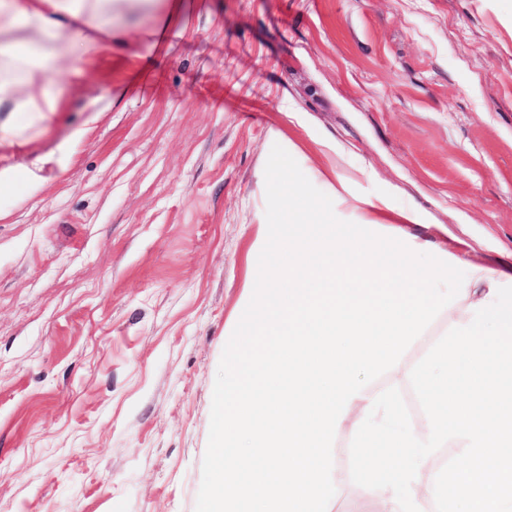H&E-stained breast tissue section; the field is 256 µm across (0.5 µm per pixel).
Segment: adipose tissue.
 I'll return each instance as SVG.
<instances>
[{
	"mask_svg": "<svg viewBox=\"0 0 512 512\" xmlns=\"http://www.w3.org/2000/svg\"><path fill=\"white\" fill-rule=\"evenodd\" d=\"M120 17L113 0H0V32L29 34L0 43V105L11 107L0 143L23 148L46 128L65 95L60 64L111 53ZM271 136L282 148L267 166L270 208L250 277L224 326V403L202 512H401L388 490L365 508L351 500L338 441L384 382L404 381L414 347L471 319L494 271L409 233L424 213L388 196L357 199L356 220L343 223L345 174L331 168L325 194H311L296 145Z\"/></svg>",
	"mask_w": 512,
	"mask_h": 512,
	"instance_id": "1",
	"label": "adipose tissue"
}]
</instances>
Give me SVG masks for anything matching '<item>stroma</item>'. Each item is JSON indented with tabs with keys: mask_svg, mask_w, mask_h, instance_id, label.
Returning <instances> with one entry per match:
<instances>
[{
	"mask_svg": "<svg viewBox=\"0 0 512 512\" xmlns=\"http://www.w3.org/2000/svg\"><path fill=\"white\" fill-rule=\"evenodd\" d=\"M185 23L71 62L29 154L0 146V170L46 159L0 193V512H200L271 130L311 192L326 139L354 195L512 274V0H196Z\"/></svg>",
	"mask_w": 512,
	"mask_h": 512,
	"instance_id": "1",
	"label": "stroma"
}]
</instances>
